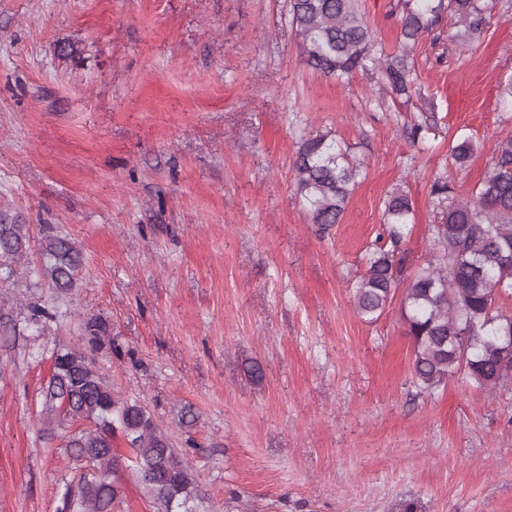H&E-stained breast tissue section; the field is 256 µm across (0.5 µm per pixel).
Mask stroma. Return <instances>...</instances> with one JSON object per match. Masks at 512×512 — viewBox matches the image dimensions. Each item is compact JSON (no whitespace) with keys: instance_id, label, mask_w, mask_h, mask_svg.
<instances>
[{"instance_id":"stroma-1","label":"stroma","mask_w":512,"mask_h":512,"mask_svg":"<svg viewBox=\"0 0 512 512\" xmlns=\"http://www.w3.org/2000/svg\"><path fill=\"white\" fill-rule=\"evenodd\" d=\"M360 6L395 52L402 0ZM490 6L475 35L446 15L419 40L405 103L312 72L287 0H0V218L83 253L64 299L35 246L0 280L19 333L0 341V512H56L71 464L40 392L86 314L112 328L101 374L186 449L208 512H512V384L420 392L400 300L369 323L350 295L388 194L413 202L409 277L436 254L435 179L469 200L512 137V0ZM428 111L438 136L414 143ZM316 133L364 167L327 230L294 191ZM33 304L56 319L31 326ZM476 145L468 136H460L452 139L448 144V153L456 165L462 167L475 153Z\"/></svg>"}]
</instances>
